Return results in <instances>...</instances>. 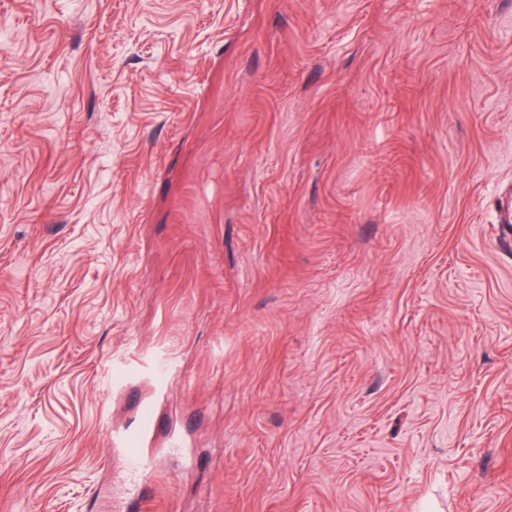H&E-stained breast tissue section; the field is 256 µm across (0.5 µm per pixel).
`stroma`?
<instances>
[{"instance_id":"obj_1","label":"stroma","mask_w":512,"mask_h":512,"mask_svg":"<svg viewBox=\"0 0 512 512\" xmlns=\"http://www.w3.org/2000/svg\"><path fill=\"white\" fill-rule=\"evenodd\" d=\"M508 189L512 0H0V512H512ZM140 426L135 431L116 433L110 432L113 446L123 453L130 473L139 479H148L150 457L146 455L145 446L155 430V420L151 408L141 406Z\"/></svg>"}]
</instances>
